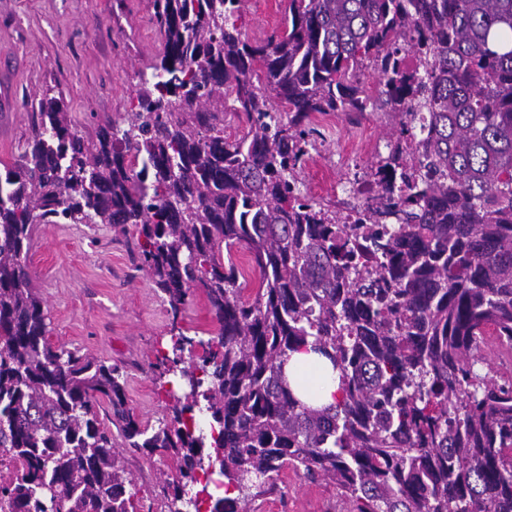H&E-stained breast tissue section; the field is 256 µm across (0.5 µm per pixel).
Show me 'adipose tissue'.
Masks as SVG:
<instances>
[{"label": "adipose tissue", "instance_id": "obj_1", "mask_svg": "<svg viewBox=\"0 0 512 512\" xmlns=\"http://www.w3.org/2000/svg\"><path fill=\"white\" fill-rule=\"evenodd\" d=\"M286 372L294 392L306 403H334L337 384L332 378V367L318 354L305 349L292 353Z\"/></svg>", "mask_w": 512, "mask_h": 512}]
</instances>
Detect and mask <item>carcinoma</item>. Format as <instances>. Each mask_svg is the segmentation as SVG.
Returning <instances> with one entry per match:
<instances>
[{
	"instance_id": "obj_1",
	"label": "carcinoma",
	"mask_w": 512,
	"mask_h": 512,
	"mask_svg": "<svg viewBox=\"0 0 512 512\" xmlns=\"http://www.w3.org/2000/svg\"><path fill=\"white\" fill-rule=\"evenodd\" d=\"M243 0H150L160 59L131 112L95 137L54 98L0 176V448L25 472L0 487L14 512H131L115 448L173 452L197 482L206 401L224 496L245 512L285 469L336 485L356 512H512V0H288L282 28L251 41ZM426 59L425 79L405 57ZM380 91L370 96L363 70ZM384 110L385 146L419 125L418 172L394 152L375 206L330 208L301 189L312 116ZM245 124L224 135V113ZM391 218L392 230L373 225ZM38 224L134 225L138 255L178 314L201 290L217 327L178 334L199 370L170 359L191 401L142 426L123 374L47 337L26 260ZM245 249L258 282L232 260ZM330 360L336 402L312 407L284 367ZM112 410L110 429L101 402Z\"/></svg>"
}]
</instances>
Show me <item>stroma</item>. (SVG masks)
Wrapping results in <instances>:
<instances>
[{
  "mask_svg": "<svg viewBox=\"0 0 512 512\" xmlns=\"http://www.w3.org/2000/svg\"><path fill=\"white\" fill-rule=\"evenodd\" d=\"M288 0H244L238 27L246 37L265 35L280 25ZM161 49L150 22L149 0H0V70L14 83L16 112L0 130V157L22 151L33 112L42 101L61 97L72 123L94 133L104 118L122 120L145 71ZM318 152L301 174L304 190L313 177L324 186L318 197L335 196L337 152L344 138L362 140L366 162L384 147L388 115L369 112L314 114ZM135 228L109 224L37 225L27 257L33 284L47 312L53 345L77 349L125 372L128 408L143 426L158 427L189 389L174 375L162 374L161 355L170 352L174 331L207 338L216 322L202 294H195L180 315L136 270L132 250ZM133 484L134 512H169L164 475H176L174 454L122 451ZM288 512H349L333 484L311 481L293 471L282 473L277 488L254 503L257 512L273 506Z\"/></svg>",
  "mask_w": 512,
  "mask_h": 512,
  "instance_id": "stroma-1",
  "label": "stroma"
}]
</instances>
